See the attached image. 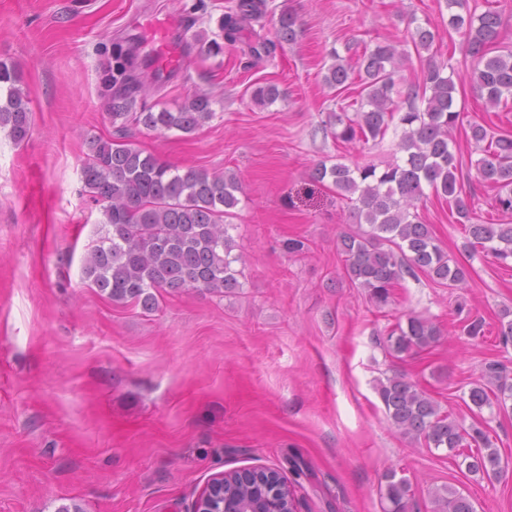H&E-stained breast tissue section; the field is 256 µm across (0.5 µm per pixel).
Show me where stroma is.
Returning <instances> with one entry per match:
<instances>
[{
    "label": "stroma",
    "instance_id": "stroma-1",
    "mask_svg": "<svg viewBox=\"0 0 512 512\" xmlns=\"http://www.w3.org/2000/svg\"><path fill=\"white\" fill-rule=\"evenodd\" d=\"M237 0H0V60L13 64L32 112L14 144L0 129V512H193L210 478L256 467L278 470L297 512H383L379 485L391 467L413 483L408 512H432L436 488L452 486L475 512H512V412L483 410L507 467L488 480L460 469L389 423L375 390L397 368L464 424L465 399L490 364L512 370L498 336L512 310V267L463 248L469 237L446 200L419 213L442 250L466 272L451 288L407 275L376 309L346 277L340 239L356 232L332 186L314 185L319 162L392 161L399 137L337 143L324 123L360 98L323 76L334 56L356 62L381 38L407 57L400 84L421 77L406 36L430 23L436 59L457 73L455 98L468 121L512 134V104L486 109L472 61L449 50L445 0H265L264 14L222 55L187 56L182 72L135 96L134 111L177 109L211 93L215 115L194 132L117 131L107 116L117 45L138 24L170 13L192 36L221 39L218 20ZM296 41L254 60L249 40L274 39L282 11ZM280 98L255 105L261 83ZM133 143L178 169L230 172L243 192L231 234L243 256L233 297L162 294L153 312L116 304L83 279L101 207L83 191L90 138ZM299 239L303 251L288 252ZM415 315L439 342L396 359L377 333ZM483 336L464 333L472 322Z\"/></svg>",
    "mask_w": 512,
    "mask_h": 512
}]
</instances>
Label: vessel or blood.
Segmentation results:
<instances>
[{
	"label": "vessel or blood",
	"mask_w": 512,
	"mask_h": 512,
	"mask_svg": "<svg viewBox=\"0 0 512 512\" xmlns=\"http://www.w3.org/2000/svg\"><path fill=\"white\" fill-rule=\"evenodd\" d=\"M141 36L153 47L152 71L157 81H167L180 71L189 48L188 29L181 17L152 18L143 24Z\"/></svg>",
	"instance_id": "obj_1"
}]
</instances>
